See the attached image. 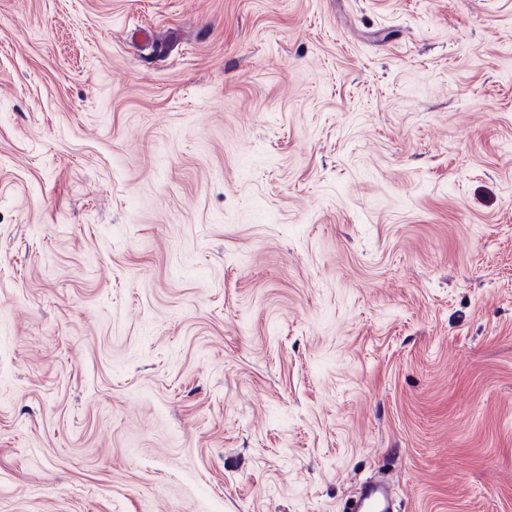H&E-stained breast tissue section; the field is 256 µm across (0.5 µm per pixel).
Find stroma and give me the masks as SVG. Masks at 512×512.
Masks as SVG:
<instances>
[{
    "label": "stroma",
    "mask_w": 512,
    "mask_h": 512,
    "mask_svg": "<svg viewBox=\"0 0 512 512\" xmlns=\"http://www.w3.org/2000/svg\"><path fill=\"white\" fill-rule=\"evenodd\" d=\"M512 512V0H0V512ZM394 501L386 483L379 479L367 480L358 496L350 502L346 512H393L390 503Z\"/></svg>",
    "instance_id": "obj_1"
}]
</instances>
